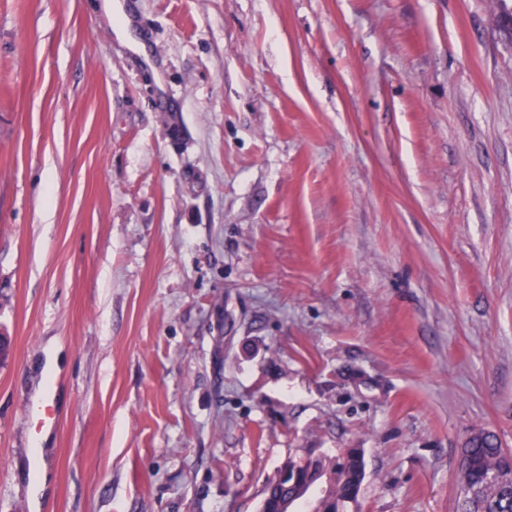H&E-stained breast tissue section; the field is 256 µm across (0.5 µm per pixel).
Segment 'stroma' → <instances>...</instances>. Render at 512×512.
<instances>
[{"instance_id":"stroma-1","label":"stroma","mask_w":512,"mask_h":512,"mask_svg":"<svg viewBox=\"0 0 512 512\" xmlns=\"http://www.w3.org/2000/svg\"><path fill=\"white\" fill-rule=\"evenodd\" d=\"M99 2L0 0V512H258L347 448L357 512H456L512 449L500 0H120L142 54ZM471 433L475 435L462 448L467 469L459 473L458 484L466 481L473 495L458 497L457 512H512V483L485 484L489 470L500 468L511 472L509 450L502 448L498 436L491 431L478 428ZM290 465L292 468H296L299 471H304L306 468V465L304 464L303 457H299L298 459L289 458ZM288 462L286 461L278 470L277 475L272 482L269 484H266L263 491H262V499L268 500V499H274L278 497L292 496V488H285L282 483H288L292 482L295 483L298 481V473L296 469H292ZM275 483V484H272ZM261 499V500H262Z\"/></svg>"}]
</instances>
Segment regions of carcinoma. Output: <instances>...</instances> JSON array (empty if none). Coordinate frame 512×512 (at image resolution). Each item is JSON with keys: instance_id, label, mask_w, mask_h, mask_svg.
Listing matches in <instances>:
<instances>
[{"instance_id": "obj_1", "label": "carcinoma", "mask_w": 512, "mask_h": 512, "mask_svg": "<svg viewBox=\"0 0 512 512\" xmlns=\"http://www.w3.org/2000/svg\"><path fill=\"white\" fill-rule=\"evenodd\" d=\"M472 439L465 442L462 453L467 460L465 473L459 481L466 482L470 493L457 500V512H512V483L485 484L486 473L500 468L512 470V459L508 450L502 448L498 436L482 428L473 430ZM336 478L331 484L336 502L350 509L349 500L357 493L352 464H343V459L328 458Z\"/></svg>"}]
</instances>
